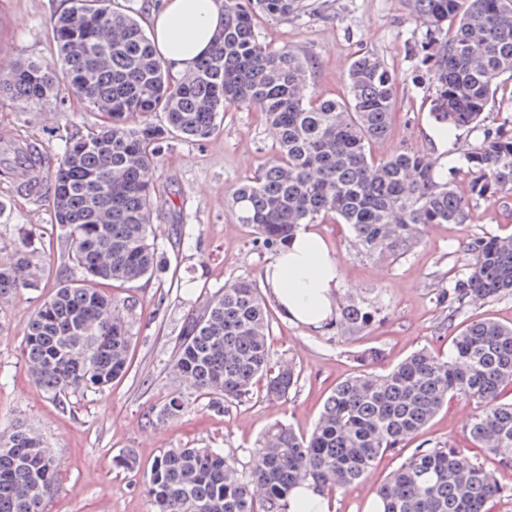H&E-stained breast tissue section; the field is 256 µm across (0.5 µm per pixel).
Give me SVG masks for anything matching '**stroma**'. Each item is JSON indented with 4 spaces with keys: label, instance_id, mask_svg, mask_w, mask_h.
Listing matches in <instances>:
<instances>
[{
    "label": "stroma",
    "instance_id": "1",
    "mask_svg": "<svg viewBox=\"0 0 512 512\" xmlns=\"http://www.w3.org/2000/svg\"><path fill=\"white\" fill-rule=\"evenodd\" d=\"M66 6V0H0V63L10 68L27 58L52 61L51 23ZM257 31L264 43L293 49L306 59L309 88L320 96L343 94L359 53L380 58L397 76V101L391 131L372 143V155L380 160L410 148L433 161L440 178L459 193L468 182L463 153L481 140L483 127L512 114L508 80L488 105L482 127L457 129L447 147L434 145L429 136L436 125L430 36L409 0H312L298 15L259 20ZM103 120L102 113L70 94L27 109L0 102V131H24L53 159L61 155L69 133L86 132ZM275 155L272 131L245 106L227 110L208 138L172 140L154 171L153 224L167 269L148 280L112 286L113 294L132 307L130 369L104 390H79L60 400L34 383L23 349L30 319L60 275L77 279L81 272L67 266L66 242L48 203L0 183V201L6 203L0 208V260H7L27 234L38 250L37 261L45 265L37 289H19L0 302V431L24 422L58 459L60 490L47 512H151L146 474L167 449L220 448L237 468H245L273 424L310 431L336 383L366 370L384 372L423 347L447 353L455 329L479 318L512 325V292L454 317L437 300L440 289L462 273L471 239L512 234V193L475 206L468 223L427 225L416 242L395 253L366 252L328 220L314 230L341 265L337 305L375 310L373 324L355 330L338 319L317 330L272 314L273 360L296 367L297 387L278 400L256 393L224 410L211 408L207 398L172 372V359L188 314L202 309L226 282L261 280L272 252L257 242L249 225L238 222L232 193ZM369 351L379 358L366 367L361 356ZM174 396L182 398L183 411L159 419L158 409ZM474 412L469 399L449 400L426 429L424 442L467 447ZM129 449L136 469H114V456ZM412 451L408 445L383 455L358 484L336 494L335 512H366L378 487Z\"/></svg>",
    "mask_w": 512,
    "mask_h": 512
}]
</instances>
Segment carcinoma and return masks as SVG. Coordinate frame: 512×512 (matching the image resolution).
Listing matches in <instances>:
<instances>
[{"label": "carcinoma", "mask_w": 512, "mask_h": 512, "mask_svg": "<svg viewBox=\"0 0 512 512\" xmlns=\"http://www.w3.org/2000/svg\"><path fill=\"white\" fill-rule=\"evenodd\" d=\"M434 39V117L465 127L480 121L512 79V0H410ZM303 0H224V28L211 52L179 79L157 58L134 12L112 0H72L53 22L54 65L28 59L0 75V100L20 107L69 92L105 113V124L65 140L56 162L21 132L14 149L24 169L53 184L52 223L65 235L68 260L83 278L64 280L29 324L25 351L34 382L56 397L102 390L129 368L128 308L104 286L137 283L163 272L152 231L154 168L172 135L204 139L220 113L247 106L274 132L276 157L233 193L239 223L272 249L303 224L331 218L367 251L395 252L426 224H465L471 207L512 191V117L484 130L463 155L471 175L462 198L435 177L427 158L400 148L376 160L396 105V75L378 57L352 64L346 96L308 94L306 61L290 48L260 41L256 17H288ZM159 113V124L148 116ZM461 276L438 294L448 317L475 299L512 291V236L476 237ZM23 242L0 262V300L36 288L42 266ZM350 325L374 312L351 304ZM269 312L256 281L224 284L184 321L172 360L217 409L265 381L279 398L299 373L279 367L268 343ZM512 325L475 320L454 336L448 355L421 348L382 373L336 385L312 430L272 426L240 471L213 448H169L147 474L153 512H288L294 488L308 484L330 498L357 484L376 460L423 435L448 399L476 404L473 446L512 468ZM59 465L42 437L21 424L0 432V512H29L58 489ZM383 512H492L512 486L478 457L450 443L421 444L378 489Z\"/></svg>", "instance_id": "carcinoma-1"}]
</instances>
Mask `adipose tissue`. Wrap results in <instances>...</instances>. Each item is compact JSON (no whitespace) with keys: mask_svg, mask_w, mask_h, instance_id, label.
<instances>
[{"mask_svg":"<svg viewBox=\"0 0 512 512\" xmlns=\"http://www.w3.org/2000/svg\"><path fill=\"white\" fill-rule=\"evenodd\" d=\"M223 26L222 0H162L150 20L157 56L175 75L207 55ZM263 279L284 320L315 329L334 320L339 262L318 233L296 231L265 265Z\"/></svg>","mask_w":512,"mask_h":512,"instance_id":"ef3b65f1","label":"adipose tissue"}]
</instances>
